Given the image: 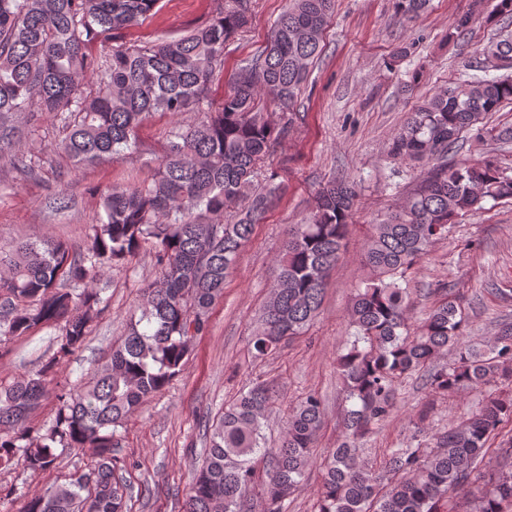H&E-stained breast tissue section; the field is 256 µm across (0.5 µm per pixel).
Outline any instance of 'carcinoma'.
Instances as JSON below:
<instances>
[{"label": "carcinoma", "instance_id": "1", "mask_svg": "<svg viewBox=\"0 0 512 512\" xmlns=\"http://www.w3.org/2000/svg\"><path fill=\"white\" fill-rule=\"evenodd\" d=\"M159 0H0V165L22 176L26 157L12 151V116L32 103L65 130L60 149L78 166L117 161L134 147L142 122L156 112H200L196 124L173 132L151 178L113 182L97 191L99 214L78 251L63 240H24L0 251V343L34 328L62 324L53 359L38 374L0 389V470L18 459L39 470L58 447L94 450L95 464L68 485L27 498L19 512H128L127 488L112 448L117 427L179 374L195 337L252 240L271 201L257 189V165L288 134L293 116L274 123L258 108L262 91L283 107L294 104L321 54L333 0H293L264 48L210 109V87L224 72V44L246 27L251 0L232 6L183 37L147 47L88 49L138 23ZM483 72L439 90L416 106L392 138L399 162L432 164L428 176L383 223L372 225L362 255L366 277L351 307L353 343L336 358L347 401L343 440L321 457L324 473L313 512H512V435L490 440L512 421V395L489 397L469 418L431 436L433 446L388 448L382 482L359 458L361 441L394 412L397 387L422 374L430 395L512 383V325L489 353L463 342V320L443 293L416 327L408 323L407 278L428 248L459 216L487 201L512 199V175L495 156L448 162L468 135L476 143L508 142L512 129L486 126L485 115L512 103V33L483 47ZM94 88H87V78ZM248 200L247 208L237 210ZM356 193L347 183L321 188L314 209L296 224L281 250L272 295L249 346L256 359L304 334L318 315L328 277L341 257ZM149 254L159 277L142 289L141 315L112 346L110 363L81 390L57 397L55 425L36 446L31 416L48 393L54 369L79 349L103 308L95 282L105 270ZM83 285L79 294L73 290ZM453 363L437 365L447 350ZM273 389L253 382L210 426L209 448L196 470L184 512H252L261 486L263 512H283L314 458L322 405L314 394L289 410L283 436L271 448L266 422ZM264 461V472L256 462Z\"/></svg>", "mask_w": 512, "mask_h": 512}]
</instances>
